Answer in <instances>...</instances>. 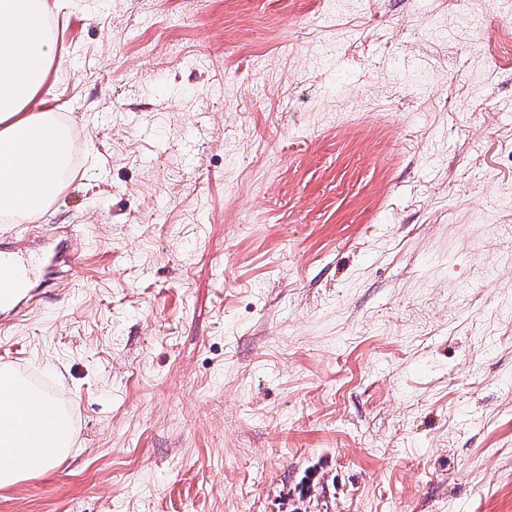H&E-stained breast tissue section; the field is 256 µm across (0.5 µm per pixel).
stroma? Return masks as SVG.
Segmentation results:
<instances>
[{"label":"stroma","mask_w":512,"mask_h":512,"mask_svg":"<svg viewBox=\"0 0 512 512\" xmlns=\"http://www.w3.org/2000/svg\"><path fill=\"white\" fill-rule=\"evenodd\" d=\"M70 415L0 512H512V6L59 0Z\"/></svg>","instance_id":"obj_1"}]
</instances>
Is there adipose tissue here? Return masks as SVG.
Instances as JSON below:
<instances>
[{
	"mask_svg": "<svg viewBox=\"0 0 512 512\" xmlns=\"http://www.w3.org/2000/svg\"><path fill=\"white\" fill-rule=\"evenodd\" d=\"M45 0H0V212L26 219L45 212L59 190L56 167L69 135L50 112L30 111L44 73L58 56L46 34ZM40 423L30 419L31 410ZM72 433L53 408L18 394L0 401V487L45 472L67 455Z\"/></svg>",
	"mask_w": 512,
	"mask_h": 512,
	"instance_id": "1",
	"label": "adipose tissue"
}]
</instances>
